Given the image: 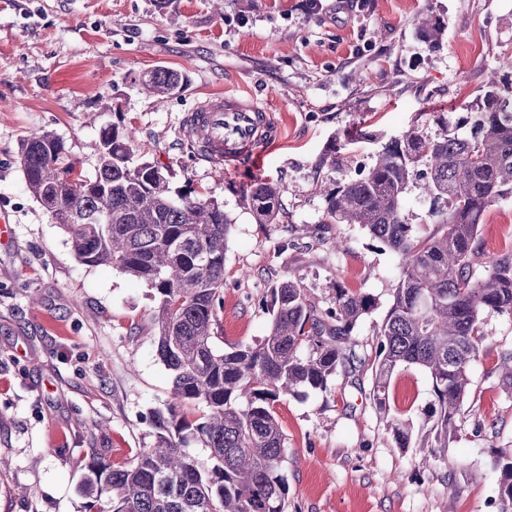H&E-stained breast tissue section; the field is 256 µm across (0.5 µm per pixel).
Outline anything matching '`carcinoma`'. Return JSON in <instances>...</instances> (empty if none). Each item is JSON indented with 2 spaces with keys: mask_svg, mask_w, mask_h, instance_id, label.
Masks as SVG:
<instances>
[{
  "mask_svg": "<svg viewBox=\"0 0 512 512\" xmlns=\"http://www.w3.org/2000/svg\"><path fill=\"white\" fill-rule=\"evenodd\" d=\"M417 29L433 44L442 26L429 14ZM153 93L168 97L179 76L152 72ZM434 137L413 126L378 145L359 177L323 189L324 223L359 224L402 261L401 277L375 330L369 398L389 411V387L405 368L425 371L432 400L421 448H448L460 430L470 390V366L490 338L483 314L512 316V250L494 257L478 242L491 207L512 199V94L490 81L483 97L452 118L429 112ZM357 135L331 140L319 165L342 166V150ZM131 130L101 131L95 174L74 172L63 141L36 132L20 146L29 191L70 237L75 257L89 266L112 265L153 291L155 342L171 372L163 410L151 412L155 441L129 464L112 467L100 448L86 449L82 493L86 512H287L288 448L274 410L287 395L327 392L338 368L355 360L345 343L377 306L373 295L341 285L319 309L304 286L289 279L268 289L262 307L267 334L255 345L218 347L224 309V253L230 220L212 199H173L159 166L134 161ZM423 181L430 224L423 234L407 223L403 200ZM285 189L266 181L243 188L261 224H279ZM396 444L408 448L413 422L389 423ZM210 451L205 469L189 448ZM501 512H512V453L502 452Z\"/></svg>",
  "mask_w": 512,
  "mask_h": 512,
  "instance_id": "cac0c4a2",
  "label": "carcinoma"
}]
</instances>
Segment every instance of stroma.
<instances>
[{
  "mask_svg": "<svg viewBox=\"0 0 512 512\" xmlns=\"http://www.w3.org/2000/svg\"><path fill=\"white\" fill-rule=\"evenodd\" d=\"M422 11L442 23L439 45L416 28ZM161 67L182 77L162 103L144 86ZM492 76L512 86V0H323L315 15L305 0H223L218 12L211 0H0V212L12 220L0 242V456L10 461L0 512H85L86 448L131 462L153 444L149 415L171 387L151 290L76 259L26 187L27 135L54 133L76 171L91 175L103 128L135 129L136 159L162 166L172 191L223 205L225 345L266 335L259 301L291 277L321 308L339 284L375 296L351 336L369 358L401 261L359 225L324 223L320 188L356 178L374 148L335 171L319 159L346 129L390 137L416 125L435 136L429 113L464 111ZM221 93L256 97L281 129L230 172L197 160L182 135L186 113ZM257 179L285 186L282 223H258L241 195ZM480 240L490 256L512 248V200L490 209ZM484 322L490 340L470 366L465 417L444 462L397 448L368 398L370 371L337 373L330 392L279 402L288 512H500L495 459L512 452V388L495 365L512 350V316L490 312ZM431 389L420 370L396 373L391 415L422 428Z\"/></svg>",
  "mask_w": 512,
  "mask_h": 512,
  "instance_id": "stroma-1",
  "label": "stroma"
}]
</instances>
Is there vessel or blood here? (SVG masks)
<instances>
[{
    "instance_id": "obj_1",
    "label": "vessel or blood",
    "mask_w": 512,
    "mask_h": 512,
    "mask_svg": "<svg viewBox=\"0 0 512 512\" xmlns=\"http://www.w3.org/2000/svg\"><path fill=\"white\" fill-rule=\"evenodd\" d=\"M183 134L199 160L221 168L242 165L280 130L264 107L224 94L207 97L189 112Z\"/></svg>"
}]
</instances>
